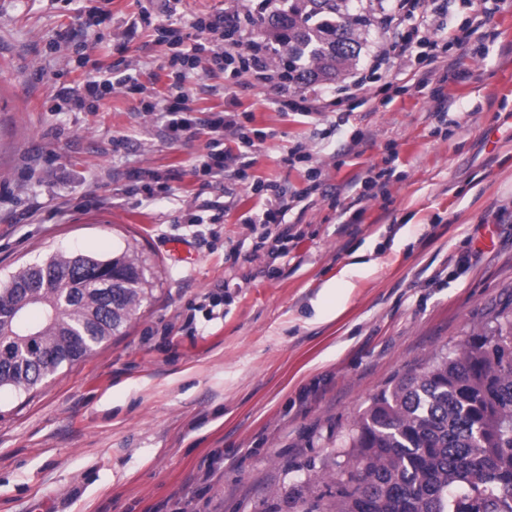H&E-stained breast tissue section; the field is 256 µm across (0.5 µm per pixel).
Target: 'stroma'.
<instances>
[{
	"label": "stroma",
	"mask_w": 512,
	"mask_h": 512,
	"mask_svg": "<svg viewBox=\"0 0 512 512\" xmlns=\"http://www.w3.org/2000/svg\"><path fill=\"white\" fill-rule=\"evenodd\" d=\"M92 58L132 63L167 98L151 31L112 0ZM483 52L452 49L441 82L369 85L345 126L285 112L246 79L198 71L195 136L114 89L57 107L83 79L68 0H0V287L60 253L145 260L136 319L30 391L0 389V512H306L327 506L338 436L374 395L512 304V0ZM59 51H51V43ZM235 95L265 139L248 180L201 186L207 110ZM448 104L446 118L435 114ZM302 146L311 162L287 164ZM393 158L386 196L343 211ZM323 168L311 196L310 163ZM298 197L290 237L247 218L253 184Z\"/></svg>",
	"instance_id": "obj_1"
}]
</instances>
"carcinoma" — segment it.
<instances>
[{"mask_svg": "<svg viewBox=\"0 0 512 512\" xmlns=\"http://www.w3.org/2000/svg\"><path fill=\"white\" fill-rule=\"evenodd\" d=\"M269 2L254 24L295 83L356 63L364 0ZM100 264L118 287L102 286ZM145 282L144 261L126 252L58 254L18 270L0 288V388L29 391L120 333ZM336 456L327 512H512V311L375 395Z\"/></svg>", "mask_w": 512, "mask_h": 512, "instance_id": "cac0c4a2", "label": "carcinoma"}]
</instances>
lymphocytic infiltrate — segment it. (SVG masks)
I'll return each mask as SVG.
<instances>
[{"mask_svg": "<svg viewBox=\"0 0 512 512\" xmlns=\"http://www.w3.org/2000/svg\"><path fill=\"white\" fill-rule=\"evenodd\" d=\"M181 2L162 0L157 11L141 6L129 25L133 31L152 30L156 43L166 48L161 67L170 78L171 101L166 110L167 130L173 141L182 139L193 129L188 81L198 69L212 74L229 71L252 84L267 87L274 95L275 104L291 112H326L337 100L361 107L366 103L363 92L369 84L382 80L393 82L400 72L406 71L414 88L424 89L433 79L437 62L447 59L452 46L469 44L476 35L485 42L494 40L495 33L487 28L484 18L498 10L500 0H483L482 17H466L452 39L445 33L444 19L456 0H390L376 18L383 35L381 45L369 52L363 68L343 79L332 95L313 82L297 89L288 78L276 74L269 65L265 41L244 36L234 21L207 16L194 18L186 33L173 27V20L182 10ZM72 52L77 67L86 71V78L80 84L62 87L58 92L59 99L70 104L72 110L99 111L113 89L119 87L125 93L139 95L142 111H155L156 104L152 97L146 96V88L136 73L128 69L118 72L91 62L88 46L83 42L73 45ZM206 127L210 138L204 154L192 167L197 179L206 182L226 170L240 172L250 167L257 145L242 134L235 102H227L222 109L210 112ZM228 134L238 139L237 153L224 150V137Z\"/></svg>", "mask_w": 512, "mask_h": 512, "instance_id": "lymphocytic-infiltrate-1", "label": "lymphocytic infiltrate"}]
</instances>
